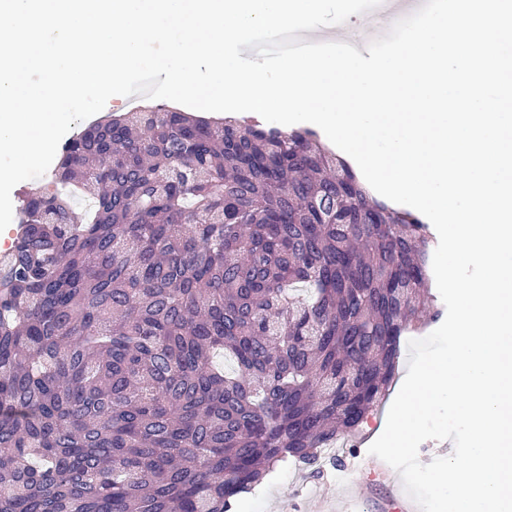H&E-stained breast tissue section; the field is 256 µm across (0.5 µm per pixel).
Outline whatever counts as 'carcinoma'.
<instances>
[{"label": "carcinoma", "mask_w": 512, "mask_h": 512, "mask_svg": "<svg viewBox=\"0 0 512 512\" xmlns=\"http://www.w3.org/2000/svg\"><path fill=\"white\" fill-rule=\"evenodd\" d=\"M51 184L0 256V512H236L356 437L426 324L427 224L311 129L110 115Z\"/></svg>", "instance_id": "carcinoma-1"}]
</instances>
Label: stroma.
Returning a JSON list of instances; mask_svg holds the SVG:
<instances>
[{
  "label": "stroma",
  "instance_id": "1",
  "mask_svg": "<svg viewBox=\"0 0 512 512\" xmlns=\"http://www.w3.org/2000/svg\"><path fill=\"white\" fill-rule=\"evenodd\" d=\"M388 405L369 415L359 437L346 440L331 460L306 468H289L260 491L242 499L237 512H311L317 501L351 512H390L389 501L402 494L399 472L368 453Z\"/></svg>",
  "mask_w": 512,
  "mask_h": 512
}]
</instances>
